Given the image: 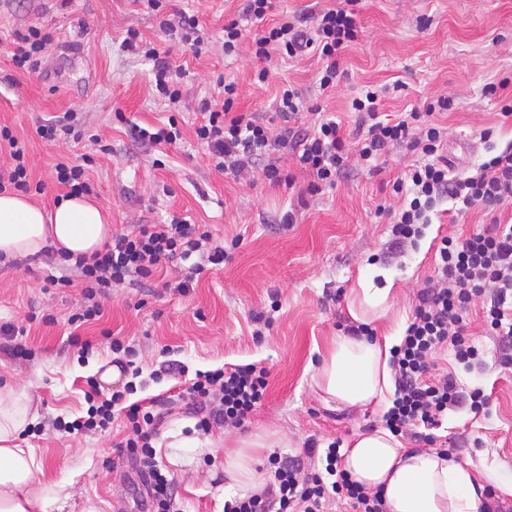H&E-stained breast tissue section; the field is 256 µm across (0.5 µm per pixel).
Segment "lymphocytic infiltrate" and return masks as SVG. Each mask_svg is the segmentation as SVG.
<instances>
[{
  "label": "lymphocytic infiltrate",
  "mask_w": 512,
  "mask_h": 512,
  "mask_svg": "<svg viewBox=\"0 0 512 512\" xmlns=\"http://www.w3.org/2000/svg\"><path fill=\"white\" fill-rule=\"evenodd\" d=\"M353 0H339L336 7L312 15L310 22L296 17L268 23L272 0H246L244 20L233 19L224 26V52L232 55L241 48L261 62L258 82H265L274 56L302 60L308 52H318L325 66L319 75L320 89L336 83L337 57L359 32ZM256 22L254 33H247L244 21ZM135 31H128L121 47L141 50L154 62L155 89L158 95L176 103L181 99L182 70L170 63L154 45L138 46ZM222 100H202L203 121L194 133L207 149L216 171L235 179L250 181L262 173L273 185L293 186L295 177L279 164L289 155L298 171L309 178L307 191L317 194L323 186L334 184L338 175L353 165H371L392 150L404 148L423 155L422 163L411 166L393 183L404 195L403 206L392 215L394 246L418 235L420 225L429 223V214L443 200L450 201L459 213L475 206L495 207L512 202V148L479 165L463 177H449V162L440 148L442 127L433 123L434 113L451 105L448 95L427 103L424 111L401 113L396 119L383 118L381 95L364 87L351 100L357 116L353 142H345L335 119L324 117L312 130L304 131L296 122L306 108L301 93L283 86L274 117L263 112H237L233 106L238 86L223 85ZM9 147V160L0 167V192L10 189L29 191L30 168L27 148L9 128H0V144ZM436 280L421 289L403 340L394 351L396 397L385 416L387 427L395 433L415 427L416 442L434 444L432 431L450 407L462 397L450 375L432 376L433 356L444 346H452L459 363L471 364L476 348L465 337L464 314L472 297L486 296L483 318L494 332L512 335V224H490L464 239L442 238L438 247ZM227 250L214 242L203 224L172 219L167 224H141L130 232L113 235L111 242L92 259L76 258V278L61 277L63 287L78 286L84 300L73 322L85 323L102 314L101 298L112 289L146 279L163 263L180 262L176 281H165V288L186 295L194 290L205 265L222 266ZM268 372L254 364L196 373L176 401H157L146 410L133 403L126 408L129 437L120 441L121 454L135 464L147 486L150 512H178L174 478L157 460L152 444L164 419L182 414L195 418L197 430L213 426H244L265 399ZM325 473L305 471L300 458L271 457V477L259 492L235 497L224 503V512H326L328 502L346 501L351 512H385L381 492H371L351 481L339 470L340 454L335 445L325 450Z\"/></svg>",
  "instance_id": "f902f5d3"
}]
</instances>
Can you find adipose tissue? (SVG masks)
Instances as JSON below:
<instances>
[{
	"label": "adipose tissue",
	"instance_id": "1",
	"mask_svg": "<svg viewBox=\"0 0 512 512\" xmlns=\"http://www.w3.org/2000/svg\"><path fill=\"white\" fill-rule=\"evenodd\" d=\"M111 233L107 215L88 196H70L48 211L24 193H0V255L6 259L61 249L89 256ZM393 287V279L377 287L363 276L350 289L346 309L354 322L391 317L395 325L379 336L336 337L312 377L325 402L388 407L395 390L392 351L408 319L394 309ZM38 419L30 402L20 400L10 385L0 386V512H66L72 498L65 484L47 482L45 458L18 443ZM341 467L358 485L381 491L387 512H485L470 469L434 452L406 449L382 428L356 435L341 453Z\"/></svg>",
	"mask_w": 512,
	"mask_h": 512
}]
</instances>
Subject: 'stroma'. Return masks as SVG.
I'll return each mask as SVG.
<instances>
[{"instance_id":"obj_1","label":"stroma","mask_w":512,"mask_h":512,"mask_svg":"<svg viewBox=\"0 0 512 512\" xmlns=\"http://www.w3.org/2000/svg\"><path fill=\"white\" fill-rule=\"evenodd\" d=\"M243 7L244 0H167L156 15L139 0H0V126L26 141L31 179L45 186L44 193H30L31 202L51 206L65 193L54 181L55 164L86 157L91 196L110 213L113 230L179 215L210 225L218 239L239 241L223 269L203 271L190 294L147 285L117 288L103 299L102 317L78 328L70 318L83 303L79 289L51 282L74 276V269L53 254L0 264V324L23 326L18 342L28 351L16 358L0 351V383L10 382L37 405L40 418L22 433L20 445L43 455L52 480L70 483L72 512H81L88 499L100 512H139L146 486L130 463L116 460V445L127 435L123 412L97 433H64L54 421L85 416L87 394L105 399L128 384L134 391L126 403L149 405L175 385L153 376L168 360L179 361L188 380L199 371L248 363L269 372L265 401L245 426L212 428L193 448L175 447L174 441L194 427V419L175 415L160 427L157 458L176 479L180 512H224L218 490L228 483L225 447L274 436V449L254 453L261 479L271 452L302 457L306 469H317L323 462L305 456L307 441L321 450L384 427L381 411L328 406L311 382L312 364L350 322V288L361 273L378 268L400 287L399 306L414 308L434 276L442 237H464L496 220L512 224V203L476 207L463 216L441 203L420 235L396 252L389 248L388 212L400 205L393 183L406 166L422 162L421 154L394 151L380 170L347 169L335 186L310 196L302 173L292 190L225 177L193 136L202 120L200 100L217 99L224 79L238 85L239 112H272L280 86L292 85L308 106L335 116L347 138L355 129L349 102L361 86L386 88L382 111L392 115L445 93L453 105L435 117L445 130L444 154L455 173L474 172L512 147V116L501 114L512 105V0H359L362 30L339 59V81L325 91L316 55L278 62L263 84L249 55H225L224 25ZM179 12L195 14L209 37L201 57L162 27L165 16ZM32 26L50 41L40 67L27 72L13 66L8 44ZM130 29L184 68L179 103L153 94L151 60L120 50ZM396 82L401 91H392ZM66 112L80 118L76 135L55 142L38 137L39 121ZM171 117L184 134L180 145L134 139L133 125L157 126ZM485 129L492 132L486 142L480 139ZM288 212L292 223H282ZM483 304L473 298L465 315L478 359L468 367L458 364L445 347L434 363L436 373L451 374L463 391L483 390L487 404L476 414L465 407L449 410L433 449L466 465L476 492L491 490L495 500L509 504L512 496L500 487L512 479V366L502 358L512 355V336L487 328ZM260 313L270 325H257ZM114 336L135 349L138 370L107 383L100 365L113 358Z\"/></svg>"}]
</instances>
